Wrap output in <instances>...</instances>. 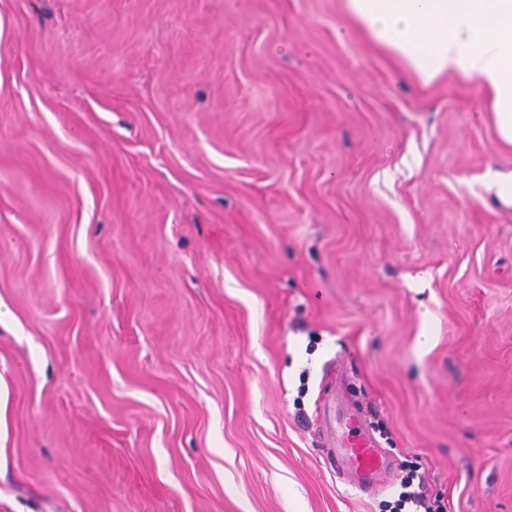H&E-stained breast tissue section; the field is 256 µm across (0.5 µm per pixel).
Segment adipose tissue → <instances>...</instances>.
Listing matches in <instances>:
<instances>
[{
  "mask_svg": "<svg viewBox=\"0 0 512 512\" xmlns=\"http://www.w3.org/2000/svg\"><path fill=\"white\" fill-rule=\"evenodd\" d=\"M376 45L425 84L476 78L493 96L499 134L512 143V0H345Z\"/></svg>",
  "mask_w": 512,
  "mask_h": 512,
  "instance_id": "adipose-tissue-1",
  "label": "adipose tissue"
}]
</instances>
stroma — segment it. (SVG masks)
Masks as SVG:
<instances>
[{
  "instance_id": "obj_1",
  "label": "stroma",
  "mask_w": 512,
  "mask_h": 512,
  "mask_svg": "<svg viewBox=\"0 0 512 512\" xmlns=\"http://www.w3.org/2000/svg\"><path fill=\"white\" fill-rule=\"evenodd\" d=\"M511 193L345 0H0V512H512ZM362 423L360 415H346L332 402L323 406L316 433L327 450L336 476L344 478L352 474L356 478L348 480L350 485L362 493H371L388 482L393 467L380 454L370 435L362 431ZM343 426L348 429L346 439L342 436ZM412 477H408L401 481V487L404 491L400 492L399 497L404 503H412L415 505L416 510L413 512H435L433 511V505L430 501V494L427 487V484L424 481V478L418 477V483L416 489L407 490L413 487L414 483L412 481ZM423 509V510H417Z\"/></svg>"
}]
</instances>
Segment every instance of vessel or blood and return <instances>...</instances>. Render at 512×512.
Returning a JSON list of instances; mask_svg holds the SVG:
<instances>
[{"label": "vessel or blood", "instance_id": "vessel-or-blood-1", "mask_svg": "<svg viewBox=\"0 0 512 512\" xmlns=\"http://www.w3.org/2000/svg\"><path fill=\"white\" fill-rule=\"evenodd\" d=\"M362 423L360 415L345 414L328 403L318 417L316 433L337 477L353 475V487L369 493L388 482L393 468L370 435L363 432Z\"/></svg>", "mask_w": 512, "mask_h": 512}]
</instances>
